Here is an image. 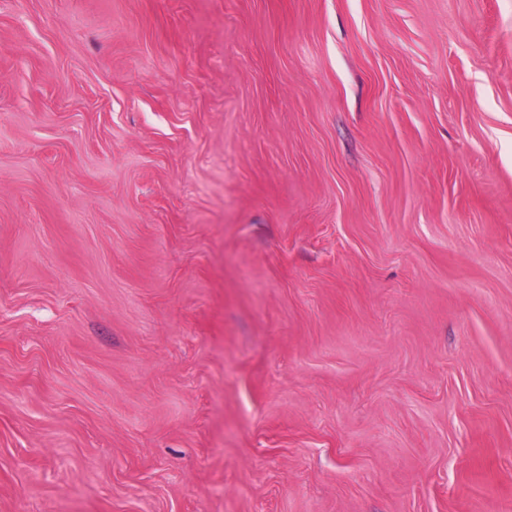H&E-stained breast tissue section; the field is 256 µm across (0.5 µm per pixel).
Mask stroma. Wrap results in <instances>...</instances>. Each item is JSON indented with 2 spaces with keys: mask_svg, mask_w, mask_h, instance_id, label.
<instances>
[{
  "mask_svg": "<svg viewBox=\"0 0 512 512\" xmlns=\"http://www.w3.org/2000/svg\"><path fill=\"white\" fill-rule=\"evenodd\" d=\"M0 512H512V0H0Z\"/></svg>",
  "mask_w": 512,
  "mask_h": 512,
  "instance_id": "stroma-1",
  "label": "stroma"
}]
</instances>
